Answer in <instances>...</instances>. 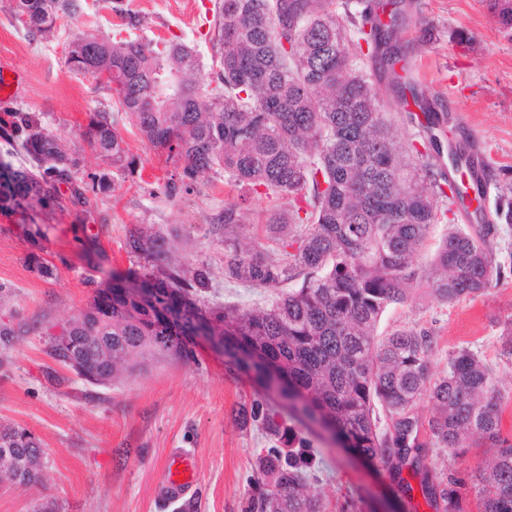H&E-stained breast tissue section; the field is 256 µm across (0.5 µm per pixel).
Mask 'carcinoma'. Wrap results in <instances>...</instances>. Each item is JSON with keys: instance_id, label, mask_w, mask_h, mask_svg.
Segmentation results:
<instances>
[{"instance_id": "cac0c4a2", "label": "carcinoma", "mask_w": 512, "mask_h": 512, "mask_svg": "<svg viewBox=\"0 0 512 512\" xmlns=\"http://www.w3.org/2000/svg\"><path fill=\"white\" fill-rule=\"evenodd\" d=\"M512 32V0H486ZM215 0L212 79H195L194 49L171 41L164 48L139 39L112 43L78 36L66 64L94 79L108 70L121 111L175 171L164 194L176 198L207 175L256 194L284 200L265 217L267 236L279 250H244L234 228L249 222L234 202L214 214L224 225V279L270 296L264 307L208 306L211 286L203 265L185 271L172 259L169 239L136 226L125 238L128 254L164 264L162 277L135 269L112 271V284L94 286L90 307L49 338L47 354L59 366L80 360L104 384L105 373L130 377L162 361L190 362L195 347L185 336H217L225 361L258 387L236 417L261 426L272 441L257 457L242 512H325L307 491L314 468L307 433L317 425L365 463L388 474L404 496L412 491L406 468L419 478L433 512H468L467 490L481 512H512V439L502 435L501 392L492 367L469 349L448 356L431 372L434 336L428 328L402 327L381 336L391 307L404 306L414 287L429 283L444 302L476 297L502 275L495 263L493 224H457L438 201L461 185L439 172L436 139L422 132L447 120L416 91L412 100L426 121L408 115L415 131L400 137L378 86L400 92V33L406 13L389 21L374 0ZM79 0H14V15L33 36L53 34L60 15L73 16ZM372 70H367V63ZM0 132L21 141L31 167L0 158V211H43L66 200L93 206L89 194L102 183L75 178L79 148L47 131L31 112H13ZM80 148L119 170L137 161L108 112H96L76 133ZM447 225L424 275L416 265L427 230ZM295 282L297 287L287 284ZM23 325L0 323V349L13 347ZM434 411L427 418L420 403ZM491 448L485 468L462 473L454 464L471 442ZM12 458L11 477L28 486L43 477L25 462L44 454L22 427L0 425V452ZM444 453L438 468L432 453Z\"/></svg>"}]
</instances>
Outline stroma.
Here are the masks:
<instances>
[{"mask_svg": "<svg viewBox=\"0 0 512 512\" xmlns=\"http://www.w3.org/2000/svg\"><path fill=\"white\" fill-rule=\"evenodd\" d=\"M12 6V0H0V68L18 74L20 93L0 102V120L34 112L47 130L71 142L91 113H111L139 167L130 175L82 151L77 179L102 180L103 189L89 210L67 203L38 214L45 239L32 241L21 216L0 214V284L9 289L0 299V321L14 316L32 327L12 349L0 350V425H18L39 438L47 477L45 485L24 491L0 483V512H241L256 457L268 442L256 427L233 419L254 386L227 370L222 357L201 348L196 360L160 363L144 375L102 386L55 369L46 353L49 334L89 307L90 279L131 267L160 275L159 267L124 249L128 231L143 222L174 242L182 269L212 266L209 304L266 301L263 293L224 279V230L212 226L211 217L237 197V189L212 175L168 199L163 185L172 163L127 120L110 85L65 64L70 42L80 35L115 42L174 39L197 51L203 62L198 77L209 81L213 51L204 0H84L76 16L57 21L47 40L30 36ZM124 8L140 15L139 28L124 24ZM461 31L469 43H458ZM402 45L406 79L416 80L436 111L450 117L444 144L482 139L491 168L485 208L494 211L500 183L512 182V34L500 29L483 0H414ZM38 250L54 261L51 276L29 266V253ZM511 319L508 273L483 295L452 303L420 286L408 305L383 315L378 332L404 324L431 329L437 373L449 353L479 352L494 368L499 390L510 397L502 433L512 438V363L501 355L503 325ZM312 440L321 465L311 491L321 496L325 512H338L350 496L363 498L369 512H431L420 490L401 500L384 470L365 466L320 435ZM182 449L192 451L197 478L185 511L157 498L168 457Z\"/></svg>", "mask_w": 512, "mask_h": 512, "instance_id": "obj_1", "label": "stroma"}]
</instances>
